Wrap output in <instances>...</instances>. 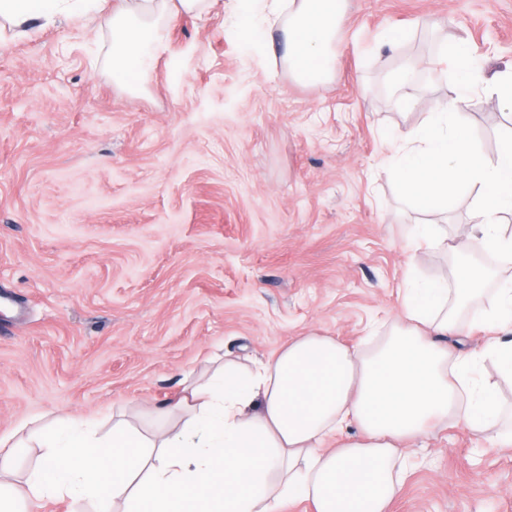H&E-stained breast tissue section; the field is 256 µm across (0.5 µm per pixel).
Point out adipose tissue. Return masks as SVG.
<instances>
[{
    "instance_id": "obj_1",
    "label": "adipose tissue",
    "mask_w": 512,
    "mask_h": 512,
    "mask_svg": "<svg viewBox=\"0 0 512 512\" xmlns=\"http://www.w3.org/2000/svg\"><path fill=\"white\" fill-rule=\"evenodd\" d=\"M106 3L0 0V20L19 27ZM204 8L205 0H130L112 17L113 82L139 87L163 40L160 18ZM231 10L248 49L281 57L298 82L335 81L347 0H234ZM439 58L452 65L460 93H485L512 111V71L486 79L463 38L446 43ZM389 140L399 189L421 207L443 209L474 194L473 222L448 250L465 255L478 239L511 265L512 233L502 219L512 216V133L486 155L465 115L445 102L432 106L423 127ZM488 276L469 263L451 282L411 275L401 320L358 345L310 333L253 367L224 362L158 410L155 435L123 420L103 437L79 417L46 425L28 495L93 500L98 512L115 502L124 512H279L296 501L313 512H388L414 465L407 445L439 425L461 420L478 437L512 447V423L502 420L483 370L491 360L512 376V281L483 312L495 336L468 352L446 342L463 334Z\"/></svg>"
}]
</instances>
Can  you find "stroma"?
I'll list each match as a JSON object with an SVG mask.
<instances>
[{
    "label": "stroma",
    "mask_w": 512,
    "mask_h": 512,
    "mask_svg": "<svg viewBox=\"0 0 512 512\" xmlns=\"http://www.w3.org/2000/svg\"><path fill=\"white\" fill-rule=\"evenodd\" d=\"M0 43V437L72 415L152 428L182 380L248 367L311 331L358 344L402 309L409 268L449 274L420 224L455 234L384 165L386 137L456 103L488 154L512 124L451 68L400 95L386 65L468 39L512 69V0H348L331 84L248 52L227 0L165 28L144 87L113 84L112 13ZM403 33L394 47L386 38ZM390 512H512V449L454 420L410 448Z\"/></svg>",
    "instance_id": "obj_1"
}]
</instances>
